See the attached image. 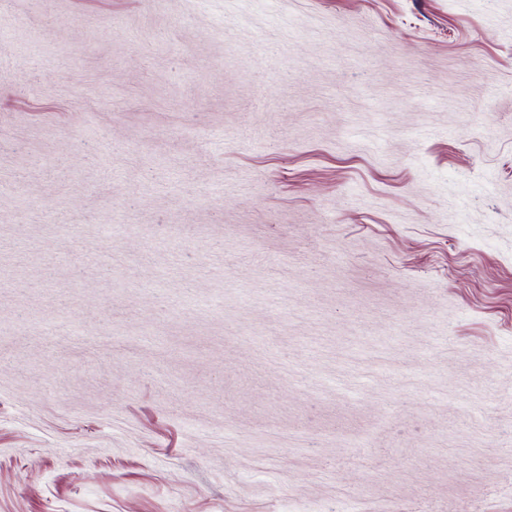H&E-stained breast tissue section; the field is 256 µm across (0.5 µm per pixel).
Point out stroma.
<instances>
[{
    "mask_svg": "<svg viewBox=\"0 0 512 512\" xmlns=\"http://www.w3.org/2000/svg\"><path fill=\"white\" fill-rule=\"evenodd\" d=\"M472 507L512 0H0V512Z\"/></svg>",
    "mask_w": 512,
    "mask_h": 512,
    "instance_id": "1",
    "label": "stroma"
}]
</instances>
